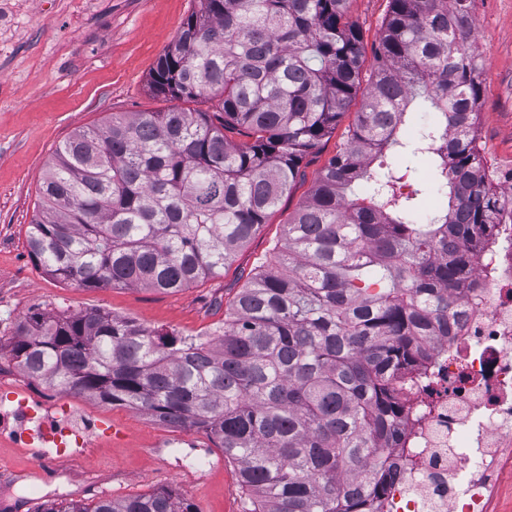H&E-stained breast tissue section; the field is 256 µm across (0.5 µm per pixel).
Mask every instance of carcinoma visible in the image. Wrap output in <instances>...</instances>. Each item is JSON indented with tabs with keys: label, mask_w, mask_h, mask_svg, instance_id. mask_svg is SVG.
Wrapping results in <instances>:
<instances>
[{
	"label": "carcinoma",
	"mask_w": 512,
	"mask_h": 512,
	"mask_svg": "<svg viewBox=\"0 0 512 512\" xmlns=\"http://www.w3.org/2000/svg\"><path fill=\"white\" fill-rule=\"evenodd\" d=\"M149 91L194 108L134 112L56 151L30 255L81 288L178 291L224 273L290 192L361 85L350 0H199ZM346 143L217 338L101 311L33 312L12 344L33 381L204 432L238 468L247 512H378L399 447L400 370L423 367L494 243L500 195L477 147L475 0H390ZM437 114L414 141L406 114ZM253 138L238 144L233 135ZM409 157L431 162L422 182ZM439 205L415 223L431 189ZM37 512H193L169 490Z\"/></svg>",
	"instance_id": "cac0c4a2"
}]
</instances>
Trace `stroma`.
Returning a JSON list of instances; mask_svg holds the SVG:
<instances>
[{
  "mask_svg": "<svg viewBox=\"0 0 512 512\" xmlns=\"http://www.w3.org/2000/svg\"><path fill=\"white\" fill-rule=\"evenodd\" d=\"M198 0H0V395L19 391L51 406L65 402L96 422L85 456L55 460L39 478L37 452L0 439V512H36L48 501L125 498L173 489L194 512H244L238 469L201 431L163 426L150 416L60 393L31 381L10 352L16 326L36 311L102 310L183 336L219 333L223 303L264 261L270 245L342 146L360 101L312 149L302 176L218 277L176 292L145 287L80 288L62 283L29 256L26 232L40 180L59 146L112 115L165 111L148 80L158 56L198 10ZM389 0H350L347 19L362 35L370 74ZM475 40H489L477 117L484 161L512 163V0H477ZM221 307H214V300Z\"/></svg>",
  "mask_w": 512,
  "mask_h": 512,
  "instance_id": "obj_1",
  "label": "stroma"
}]
</instances>
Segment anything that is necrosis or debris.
I'll return each instance as SVG.
<instances>
[{
	"label": "necrosis or debris",
	"mask_w": 512,
	"mask_h": 512,
	"mask_svg": "<svg viewBox=\"0 0 512 512\" xmlns=\"http://www.w3.org/2000/svg\"><path fill=\"white\" fill-rule=\"evenodd\" d=\"M496 219L495 244L474 258L477 287L462 294L451 335L435 338L426 374L403 399L399 471L382 512H494L496 478L512 463V205ZM6 403L1 437L60 453L91 447L92 420L69 405Z\"/></svg>",
	"instance_id": "obj_1"
}]
</instances>
